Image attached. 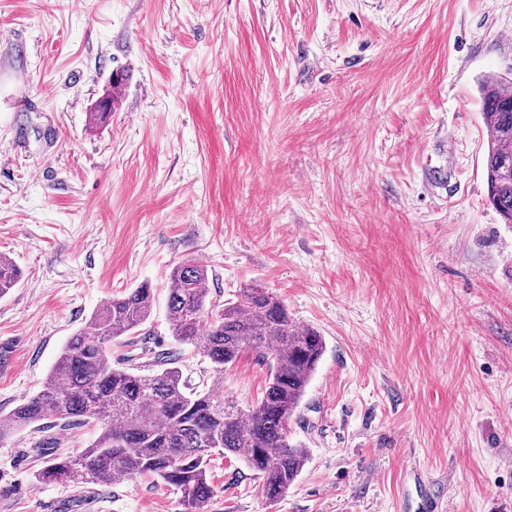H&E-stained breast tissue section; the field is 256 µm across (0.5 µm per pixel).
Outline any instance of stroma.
Returning a JSON list of instances; mask_svg holds the SVG:
<instances>
[{
  "instance_id": "1",
  "label": "stroma",
  "mask_w": 512,
  "mask_h": 512,
  "mask_svg": "<svg viewBox=\"0 0 512 512\" xmlns=\"http://www.w3.org/2000/svg\"><path fill=\"white\" fill-rule=\"evenodd\" d=\"M488 73L512 79V0H0V254L22 271L0 298V415L142 284L150 347L210 378L167 320V275L195 259L208 308L258 282L325 341L289 423L298 479L272 503L217 459L207 512H418L413 467L453 512H512ZM267 371L244 353L224 390L249 408ZM43 439L0 443V512H180L152 476L37 481Z\"/></svg>"
}]
</instances>
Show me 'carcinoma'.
<instances>
[{"label": "carcinoma", "mask_w": 512, "mask_h": 512, "mask_svg": "<svg viewBox=\"0 0 512 512\" xmlns=\"http://www.w3.org/2000/svg\"><path fill=\"white\" fill-rule=\"evenodd\" d=\"M489 137L484 176L489 204L512 224V82L496 75L480 85ZM21 277L16 263L0 255V298ZM206 265L187 260L168 277L167 311L174 340L203 350L214 375L204 388L183 379L179 357L145 347L144 330L154 307L147 285L99 307L68 339L41 389L4 416L0 440L27 428L67 431L94 424L96 437L75 454L53 453L38 471L41 483L82 478L110 483L152 475L181 492L182 512H206L213 489L214 455H234L262 482L275 501L297 480L307 449L290 442L288 424L298 412L325 343L321 334L299 327L283 302L258 283L240 289L224 309H206ZM142 343L151 355L147 373L112 366V344ZM254 352L269 366L261 397L243 410L224 397V368Z\"/></svg>", "instance_id": "obj_1"}]
</instances>
